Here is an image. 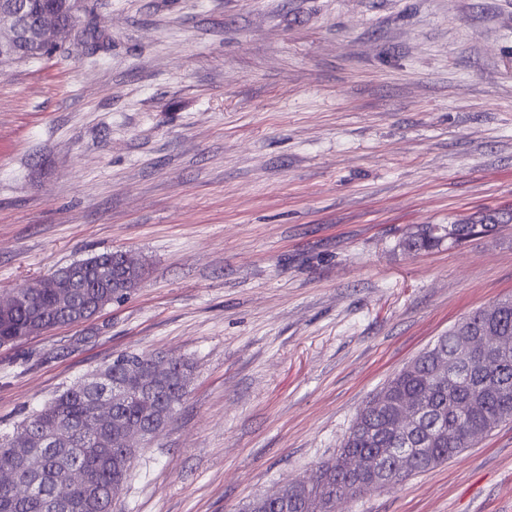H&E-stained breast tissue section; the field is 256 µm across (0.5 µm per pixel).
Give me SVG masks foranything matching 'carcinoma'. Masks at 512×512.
Segmentation results:
<instances>
[{"instance_id":"1","label":"carcinoma","mask_w":512,"mask_h":512,"mask_svg":"<svg viewBox=\"0 0 512 512\" xmlns=\"http://www.w3.org/2000/svg\"><path fill=\"white\" fill-rule=\"evenodd\" d=\"M21 2L34 13L52 7L71 18L72 0H5ZM487 215L476 224H420L400 242L411 253L448 242L455 246L502 223ZM84 272L72 263L36 279L33 287L0 308V345L19 344L31 334L72 325L129 294L120 287L125 270L114 252L82 260ZM495 326L512 339V301L489 312L483 307L463 317L426 351L401 369L366 402L336 455L317 462L294 481L284 500L257 497L246 512H336V476L354 453L380 458L389 482L398 487L470 447L480 435L512 419V344L492 347L483 358L458 353V330L479 332ZM151 355L125 353L91 373L40 409L31 411L10 434L0 435V469L9 468L20 483H35L28 496L0 488V512H112V502L132 475L136 448H124V434L134 430L150 442L168 425L188 395L192 365L182 361L170 373L141 386L139 371ZM418 400L415 421L406 431L389 424L400 401ZM112 402V424L97 425L95 404ZM84 473L81 484L67 480L70 471Z\"/></svg>"}]
</instances>
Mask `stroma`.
Listing matches in <instances>:
<instances>
[{"mask_svg":"<svg viewBox=\"0 0 512 512\" xmlns=\"http://www.w3.org/2000/svg\"><path fill=\"white\" fill-rule=\"evenodd\" d=\"M512 0H84L0 72V292L144 267L89 321L0 346L9 431L118 354L192 363L112 512H240L335 455L364 404L512 298ZM336 512H512V420ZM79 1L73 9V19L65 24L60 16L52 10H44L39 14L36 26L37 39L41 43L60 45L68 40L76 30L79 16ZM484 224H420L407 232L400 242L401 247L411 253L440 246L448 239V247L459 245L480 231L491 232L504 220L503 217L487 215ZM486 232V233H488Z\"/></svg>","mask_w":512,"mask_h":512,"instance_id":"stroma-1","label":"stroma"}]
</instances>
